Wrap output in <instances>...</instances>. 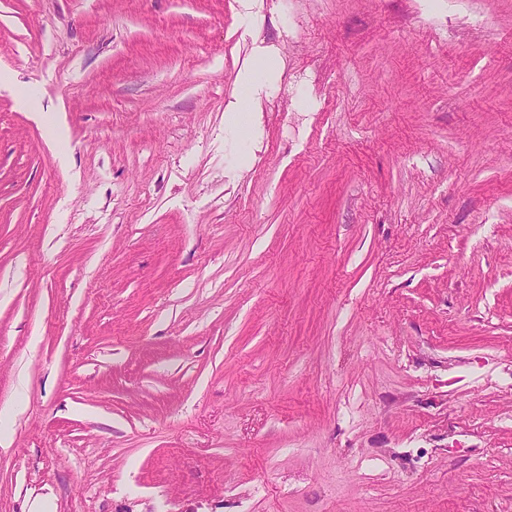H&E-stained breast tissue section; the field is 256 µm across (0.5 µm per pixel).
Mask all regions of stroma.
<instances>
[{
	"label": "stroma",
	"mask_w": 512,
	"mask_h": 512,
	"mask_svg": "<svg viewBox=\"0 0 512 512\" xmlns=\"http://www.w3.org/2000/svg\"><path fill=\"white\" fill-rule=\"evenodd\" d=\"M0 76V512H512V0H0Z\"/></svg>",
	"instance_id": "35a3bbf8"
}]
</instances>
